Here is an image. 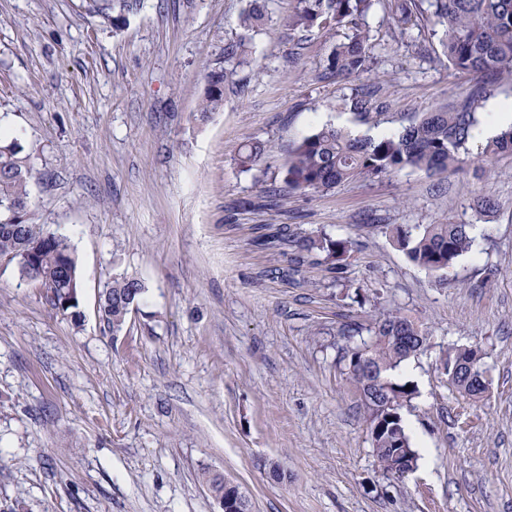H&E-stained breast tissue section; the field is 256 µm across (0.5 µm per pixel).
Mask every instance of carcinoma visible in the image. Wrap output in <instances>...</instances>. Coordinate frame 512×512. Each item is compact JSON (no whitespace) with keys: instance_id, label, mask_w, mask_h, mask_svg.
Returning <instances> with one entry per match:
<instances>
[{"instance_id":"cac0c4a2","label":"carcinoma","mask_w":512,"mask_h":512,"mask_svg":"<svg viewBox=\"0 0 512 512\" xmlns=\"http://www.w3.org/2000/svg\"><path fill=\"white\" fill-rule=\"evenodd\" d=\"M135 0H91L90 9L108 19L116 10H131ZM388 8L396 26L415 22L441 34L440 44L448 65L473 76L474 84L451 107L425 112L396 136L357 138L342 128L325 124L294 144L288 152L283 184L271 181L262 190L270 206H276L288 189L309 194L328 192L345 182L397 174L407 168L429 173H455L463 163L468 144L478 129L477 109L490 88L512 84V0H297L288 19V31L301 42L314 29L332 26L347 30L344 39L328 53L320 79L331 81L378 70L379 61L370 51L368 18L380 7ZM267 21L265 0H250L240 18L244 34L224 43V67L209 75L201 107L206 117L224 106L226 88L238 84V69L251 63L247 33L261 30ZM268 152L264 142L248 140L238 157L247 168L258 165ZM502 153L512 154V126L501 130L485 144L482 157L490 161ZM32 168L16 141L0 143V258L16 259L27 252L31 260L20 265L24 278L40 283L53 309L74 313L80 288L77 264L69 241L47 232L22 217L30 205ZM397 245L415 264L434 272H448L468 253L474 237L468 224H426L417 232L395 227ZM274 241L291 248V261L304 264L308 258L334 271L346 260L349 242L320 232L300 235L283 225ZM143 285L122 277L112 281L100 296L102 320L114 333L121 331L129 315L127 296L139 301ZM345 347L340 361L361 397L373 452L384 469L397 455L409 452L419 459L406 431L402 409L415 390L397 381L391 372L415 357L413 349L425 347L427 336L413 320L388 314L371 324L353 323L343 332ZM482 351L464 348L444 361L448 380L457 392L469 398L483 394L481 384L469 374L467 364L481 362Z\"/></svg>"}]
</instances>
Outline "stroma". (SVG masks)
I'll return each instance as SVG.
<instances>
[{
    "mask_svg": "<svg viewBox=\"0 0 512 512\" xmlns=\"http://www.w3.org/2000/svg\"><path fill=\"white\" fill-rule=\"evenodd\" d=\"M248 5L137 0L114 23L88 0H0V128L34 168L26 219L68 238L81 281L74 320L0 260V512H220L214 472L254 512H512V155L483 161L478 137L450 176L408 168L253 204L322 125L393 134L472 77L417 27L392 37L380 11L378 71L320 80L340 33L296 48V0H268L239 88L201 119ZM368 87L382 113L366 120L351 101ZM249 139L271 151L246 170ZM445 221L476 240L443 275L388 232ZM281 224L350 241L343 269L294 272L289 248L257 246ZM116 277L146 291L115 335L99 300ZM391 312L428 336L402 410L426 453L402 479L380 469L337 360L345 325ZM465 347L491 377L477 399L442 372Z\"/></svg>",
    "mask_w": 512,
    "mask_h": 512,
    "instance_id": "obj_1",
    "label": "stroma"
}]
</instances>
